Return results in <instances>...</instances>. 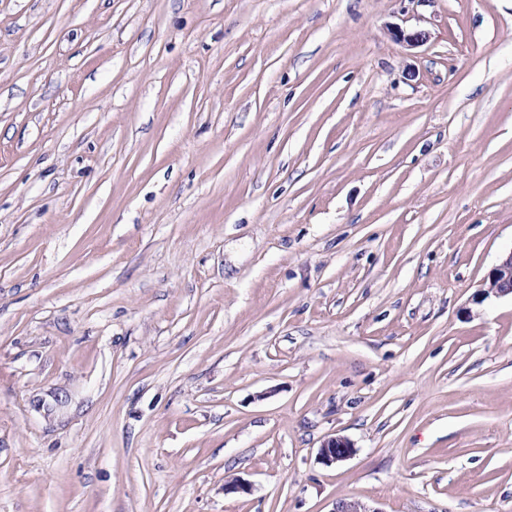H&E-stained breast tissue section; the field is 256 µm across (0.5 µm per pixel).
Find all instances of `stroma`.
Instances as JSON below:
<instances>
[{"instance_id":"stroma-1","label":"stroma","mask_w":512,"mask_h":512,"mask_svg":"<svg viewBox=\"0 0 512 512\" xmlns=\"http://www.w3.org/2000/svg\"><path fill=\"white\" fill-rule=\"evenodd\" d=\"M510 252L512 0H0V512H512ZM481 292L487 296H512V252L491 270ZM353 453V445L342 436H332L324 440L319 448L318 459L331 466L347 460Z\"/></svg>"}]
</instances>
